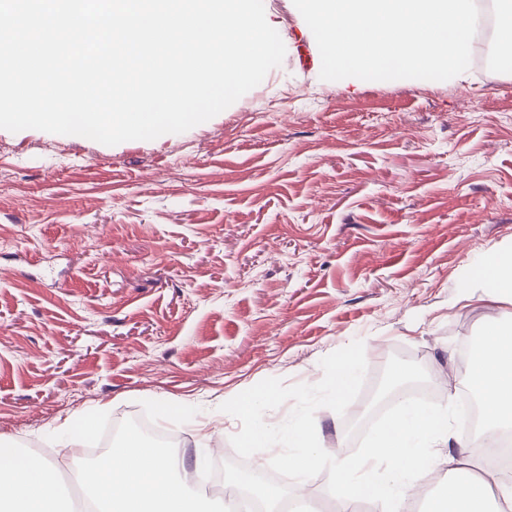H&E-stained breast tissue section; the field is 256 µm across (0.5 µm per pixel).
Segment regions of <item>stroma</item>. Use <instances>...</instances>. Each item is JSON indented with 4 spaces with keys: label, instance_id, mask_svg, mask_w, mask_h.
Listing matches in <instances>:
<instances>
[{
    "label": "stroma",
    "instance_id": "1",
    "mask_svg": "<svg viewBox=\"0 0 512 512\" xmlns=\"http://www.w3.org/2000/svg\"><path fill=\"white\" fill-rule=\"evenodd\" d=\"M264 7L282 64L186 132L0 129L1 445L80 473L65 417L142 414L170 457L220 465L240 429L222 403L317 383L357 339L372 372L411 353L462 425L458 345L503 314L460 295L512 249V73L325 81L293 0ZM315 423L325 448L367 440L326 407Z\"/></svg>",
    "mask_w": 512,
    "mask_h": 512
}]
</instances>
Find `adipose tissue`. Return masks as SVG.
I'll return each mask as SVG.
<instances>
[{
	"mask_svg": "<svg viewBox=\"0 0 512 512\" xmlns=\"http://www.w3.org/2000/svg\"><path fill=\"white\" fill-rule=\"evenodd\" d=\"M479 291L463 292L466 301L512 306V252L493 257L480 271ZM467 383L481 406V432L486 450L512 432V318L486 324L474 349ZM454 437L447 411L403 403L390 423L355 459L311 448L305 425H295L289 438L294 451L281 457L263 427L247 436L250 447L268 449L298 475L309 472L318 455L336 475L335 512H355L358 503L379 502L385 512H407L412 490L425 475L447 466L449 480L428 501V512H489L492 492H499L512 512V481L490 470L473 473L466 448L448 449ZM98 512H223L222 499L195 497L159 448L132 435L112 451L103 468L82 476ZM55 463L0 448V512H74L59 491Z\"/></svg>",
	"mask_w": 512,
	"mask_h": 512,
	"instance_id": "obj_1",
	"label": "adipose tissue"
}]
</instances>
